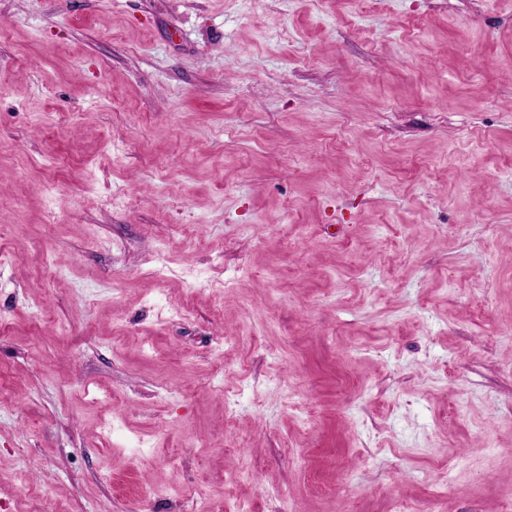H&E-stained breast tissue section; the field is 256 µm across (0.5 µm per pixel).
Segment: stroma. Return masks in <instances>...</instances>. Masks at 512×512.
I'll return each mask as SVG.
<instances>
[{"instance_id": "1", "label": "stroma", "mask_w": 512, "mask_h": 512, "mask_svg": "<svg viewBox=\"0 0 512 512\" xmlns=\"http://www.w3.org/2000/svg\"><path fill=\"white\" fill-rule=\"evenodd\" d=\"M0 24V512H512V0Z\"/></svg>"}]
</instances>
